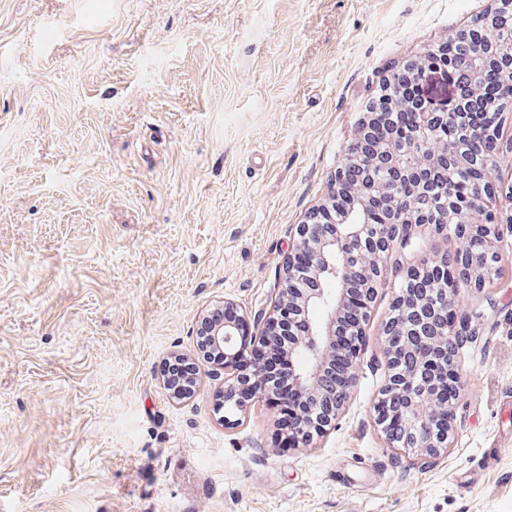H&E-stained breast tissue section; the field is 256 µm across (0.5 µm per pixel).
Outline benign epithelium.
<instances>
[{
    "label": "benign epithelium",
    "mask_w": 512,
    "mask_h": 512,
    "mask_svg": "<svg viewBox=\"0 0 512 512\" xmlns=\"http://www.w3.org/2000/svg\"><path fill=\"white\" fill-rule=\"evenodd\" d=\"M496 2L494 10L479 20L480 36L475 38L476 52L464 61L472 71H487L491 68V62L503 57L512 61V49L505 51L500 48L496 37L499 19H512V0ZM457 116L456 109L448 108V99L432 102L428 111L420 114L416 129L402 141L383 136L377 124L362 125L349 145L348 153L362 162L370 176L355 182L350 179L346 165L336 172L327 197L310 212L304 223L297 226L296 236L288 245L282 285L278 289V303L272 312L262 310L253 316L261 338L274 347L280 335L279 322L284 308L296 305L307 311L304 335L288 345V372L294 384L331 406L332 412L318 425H311L305 419L299 422L297 431L305 441L332 424L354 386L352 374L348 375L342 387L326 386L327 365L336 354V320L345 313L350 315L361 335L368 317L367 301H362L361 306L354 309L346 304V284L355 277V270L347 263L350 248L358 250L359 263L367 269L363 295L372 297L390 247L405 238L412 225L434 224L441 232L454 228V233L466 239L467 249L451 259L445 255L434 264V274L448 278L443 309L435 308L423 287L418 292L419 301L411 308L405 305L402 296L396 297L393 314L384 327V335L389 339L388 361L403 357L415 363L419 374H400L389 378L374 406V412L381 411L389 391L399 387L402 424L406 433L402 448L413 450L420 462L427 464L450 447L451 431L434 434L432 421L442 412L450 418L453 413L451 407L439 398L442 390L438 381L430 375L428 365L417 358V344L421 336L432 335L430 329L433 320L446 318L450 313L458 316L459 308L453 295L456 278L460 277L479 287L498 271V256L493 250V238L499 232L495 220L490 218L483 224L472 221L473 214L481 209L495 183L489 177L476 185L471 202L457 209L455 224L449 226L438 221L432 213L417 208L419 187L402 182L401 161L406 159L416 168L427 169L448 165L463 169L469 166V158L459 151L440 144H428L437 127L447 126L456 121ZM374 171L384 172L385 179L373 176ZM340 193L350 200L347 214L338 224H322V214L335 205L336 195ZM380 202L388 206L390 215L387 223L371 224L366 219L360 223L353 219L354 214L365 213ZM306 267L315 288L296 295L291 284ZM332 279L336 280V287H325V283ZM224 310L230 315L211 327L207 347L200 348V352L211 364L214 375L219 376L229 370L235 373V380L224 387L223 400L217 403V411L222 413L220 419L225 422L229 416L242 413L247 407V402L237 396L243 381V377L238 375V366L249 364L253 373L257 374L263 370V363L250 358V352L241 345L243 328L247 324L244 313L236 303L228 300L224 301ZM197 382L198 378L193 376L185 387L174 388L167 381L164 386L171 398L182 400L193 394Z\"/></svg>",
    "instance_id": "benign-epithelium-1"
}]
</instances>
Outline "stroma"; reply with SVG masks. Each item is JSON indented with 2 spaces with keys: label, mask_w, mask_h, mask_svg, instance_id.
<instances>
[{
  "label": "stroma",
  "mask_w": 512,
  "mask_h": 512,
  "mask_svg": "<svg viewBox=\"0 0 512 512\" xmlns=\"http://www.w3.org/2000/svg\"><path fill=\"white\" fill-rule=\"evenodd\" d=\"M495 0H0V512H512V233L455 299L452 445L391 447L373 406L407 269L456 254L432 226L394 243L356 386L295 448L263 395L239 421L196 332L224 300L270 309L386 79ZM199 360L170 398L172 351ZM165 373L168 379L179 383L188 381L189 377L196 374V371H194L192 365L184 361H174L169 359L166 362ZM188 382L189 384L185 387L172 388V385L168 381H165L164 386L172 399L182 400L189 397L195 391L198 382L197 375L191 377Z\"/></svg>",
  "instance_id": "1"
}]
</instances>
